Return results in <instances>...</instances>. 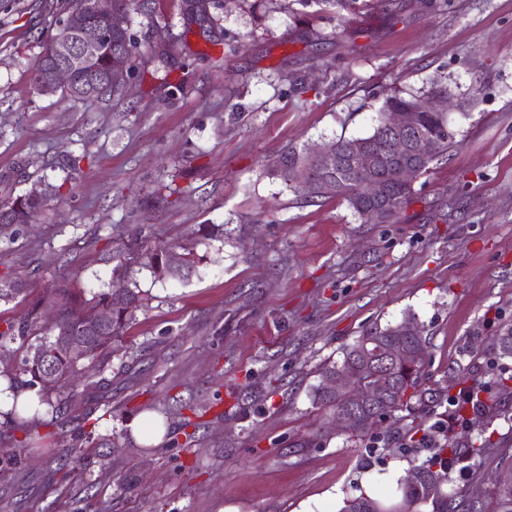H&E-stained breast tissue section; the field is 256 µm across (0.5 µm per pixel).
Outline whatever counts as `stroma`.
Wrapping results in <instances>:
<instances>
[{
    "instance_id": "obj_1",
    "label": "stroma",
    "mask_w": 512,
    "mask_h": 512,
    "mask_svg": "<svg viewBox=\"0 0 512 512\" xmlns=\"http://www.w3.org/2000/svg\"><path fill=\"white\" fill-rule=\"evenodd\" d=\"M59 7L0 0V204L47 199L34 223L0 224V276L86 299L138 290L115 343L137 365L93 440L42 429L0 478V512H337L356 486L395 489L420 418L456 441L459 370L492 384L512 326V0H396L344 31L299 0H211L202 26L184 0H153L130 16L136 68L107 101L34 90ZM439 85L463 103L448 114L458 146L397 223L310 199L278 168L288 149L368 135L393 92ZM202 224L224 233L199 238ZM136 242L194 248V273L154 278ZM409 313L426 339L420 396L365 437L332 428L312 402L319 367ZM146 410L166 427L156 447L126 427ZM502 410L453 470L486 512L512 462V399Z\"/></svg>"
}]
</instances>
